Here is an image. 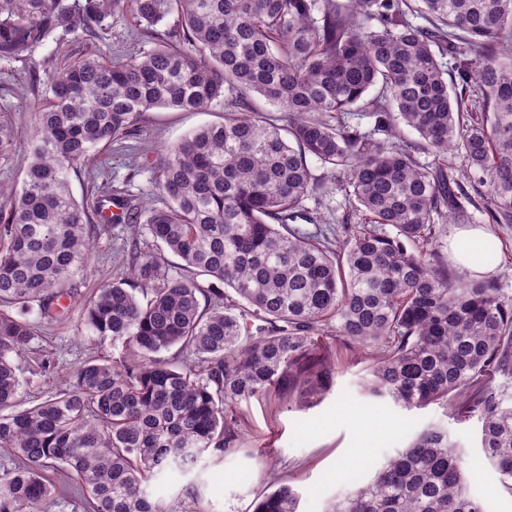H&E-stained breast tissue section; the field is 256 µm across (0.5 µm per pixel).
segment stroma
I'll use <instances>...</instances> for the list:
<instances>
[{
  "label": "stroma",
  "instance_id": "35a3bbf8",
  "mask_svg": "<svg viewBox=\"0 0 512 512\" xmlns=\"http://www.w3.org/2000/svg\"><path fill=\"white\" fill-rule=\"evenodd\" d=\"M110 44L112 55L123 58L148 47L140 27L130 12L112 16ZM57 53L54 41L38 48L33 61L0 63V109L8 111L19 131L15 153L9 162L0 161V183L19 184L23 160L34 137L42 93L17 95L27 85L31 74L47 82L55 70ZM224 119L222 108L201 112L158 109L145 113L136 138L113 143L110 162L94 160L71 177L76 199L92 200L102 182H111L123 196L140 206L155 205L151 195V165L164 148L180 142L196 128ZM311 174L322 188L307 197L303 205L317 224H335L352 208L344 190L339 189L329 167L315 162ZM476 226L487 227L500 242V255L493 277L505 298H512V224H487L483 215H475ZM133 227L109 225L106 233L91 243L89 271L76 278L80 296L94 293L112 282L131 263ZM81 306H73L68 315L51 324H37L35 336L17 364L24 379V403H36L62 388L69 374L86 359L119 357L111 343L100 342L83 325ZM329 353L338 367L330 391L313 396L300 386L284 399L241 403L237 410L238 449L224 458L204 455L189 472L168 471L150 480L147 491L151 500L191 512L201 504L204 512H252L263 494L271 492L263 467L274 468L278 477L287 479L299 494L297 512H327L339 496L371 482L388 461L408 446L423 428L439 425L447 429L455 449L467 460L466 477L471 494L482 500L486 512H512V493L504 490L497 470L489 463L479 445L481 425L477 420L461 422L445 407L432 404L422 409L405 410L392 401L369 396L363 388L370 361L355 353L352 346L330 341ZM54 361L50 372L37 368L41 358ZM358 406L372 413L376 420L388 423L390 433L375 436L367 460L356 464L348 451L355 447L359 433L348 422L342 409ZM193 488L196 499H188L186 488Z\"/></svg>",
  "mask_w": 512,
  "mask_h": 512
}]
</instances>
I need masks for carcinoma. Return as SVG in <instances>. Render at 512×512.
Here are the masks:
<instances>
[{
    "instance_id": "cac0c4a2",
    "label": "carcinoma",
    "mask_w": 512,
    "mask_h": 512,
    "mask_svg": "<svg viewBox=\"0 0 512 512\" xmlns=\"http://www.w3.org/2000/svg\"><path fill=\"white\" fill-rule=\"evenodd\" d=\"M129 4L153 47L114 59L108 19ZM51 38L93 49L60 60L22 183L0 185V449L13 460L0 466V512H50L60 469L80 479L87 512H176L149 500V478L235 449L243 401L325 391L330 332L373 359L370 396L477 419L512 492V403L495 384L512 370V299L491 277L448 271L436 247L438 224L470 206L512 224V0H0V60ZM214 106L224 122L157 160V205L109 187L92 209L75 199L70 174L143 114ZM353 111L385 138L353 126ZM400 124L417 145L397 140ZM15 142L0 113V160ZM313 160L361 215L336 228L334 249L296 225L309 220ZM468 182L486 188L483 203ZM98 223L140 224L145 237L85 303L88 330L121 355L85 361L26 406L16 358L35 321L66 313ZM175 346L190 360L161 356ZM466 465L429 426L330 512H485ZM297 499L280 480L253 512H296Z\"/></svg>"
}]
</instances>
